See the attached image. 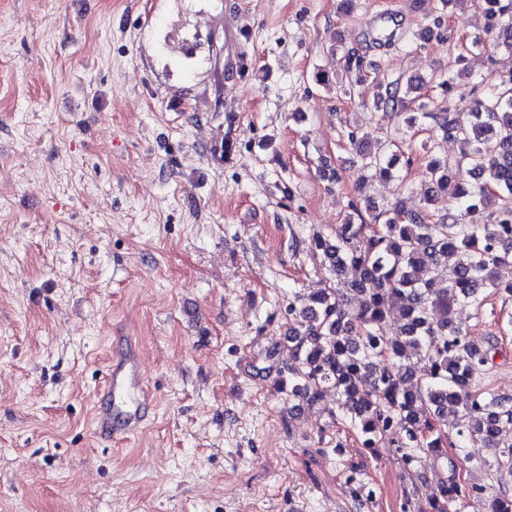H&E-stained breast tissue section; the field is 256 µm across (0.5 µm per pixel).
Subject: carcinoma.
Segmentation results:
<instances>
[{"instance_id": "cac0c4a2", "label": "carcinoma", "mask_w": 512, "mask_h": 512, "mask_svg": "<svg viewBox=\"0 0 512 512\" xmlns=\"http://www.w3.org/2000/svg\"><path fill=\"white\" fill-rule=\"evenodd\" d=\"M465 0H439L433 25L414 34L427 42L438 35L442 16ZM485 18L484 36L471 45L512 50V0H478ZM472 99L453 96L454 78H437L448 108L432 114L442 134L460 140L469 151L426 167L429 191L425 207L405 212L395 205L373 211L372 223L351 220L333 235L309 239L323 263L336 275L351 268L350 288H322L311 303H288L298 328L292 356L301 369L292 372V392L313 402L322 388L336 390V406L345 421L373 448L391 438L410 466L425 452H438L455 430L458 440L481 435L498 455L512 462V442L500 439V427L512 425V398L484 390L475 373L488 363V351L475 346L455 321L458 305L481 306L483 290L512 294V70L468 74ZM423 80L406 75L377 82L373 105L398 111L404 135L416 126L406 99ZM458 112L471 113L463 122ZM348 141L364 171L382 181L398 178L401 150L396 141L373 148L353 132ZM458 258L444 278L430 276L448 255ZM399 310L395 336L384 324ZM417 387L405 386L408 376ZM471 489L459 479L457 464L431 496L432 512H459Z\"/></svg>"}]
</instances>
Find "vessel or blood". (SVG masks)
<instances>
[{
  "label": "vessel or blood",
  "mask_w": 512,
  "mask_h": 512,
  "mask_svg": "<svg viewBox=\"0 0 512 512\" xmlns=\"http://www.w3.org/2000/svg\"><path fill=\"white\" fill-rule=\"evenodd\" d=\"M142 386L140 361L133 351H126L108 369L104 400L96 415L101 435L128 436L140 429L147 409L145 399L140 396Z\"/></svg>",
  "instance_id": "obj_1"
}]
</instances>
